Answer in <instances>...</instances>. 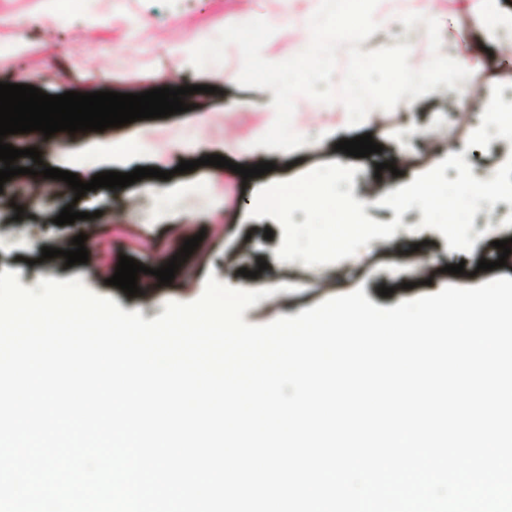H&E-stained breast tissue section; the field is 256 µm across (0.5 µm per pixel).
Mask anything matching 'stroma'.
<instances>
[{"label":"stroma","mask_w":512,"mask_h":512,"mask_svg":"<svg viewBox=\"0 0 512 512\" xmlns=\"http://www.w3.org/2000/svg\"><path fill=\"white\" fill-rule=\"evenodd\" d=\"M34 4L35 0H0V41L20 38L29 47L20 57L0 59V74L22 71L26 84L50 95L63 94L77 84L90 93H141L154 83L173 87L213 84L218 91L191 96L192 110L101 132H58L47 138L34 131L11 136L10 145L18 149L39 144L47 166L75 173L84 182L100 172L128 173L138 167L172 173L161 193L148 189L141 180L114 191H90L77 201L62 194L58 185L47 187L12 179V186L29 201V214L14 222L12 198L0 194V272H17L23 286H35L43 278H79L91 291L112 298L122 310L140 312L151 320L163 313L166 303L198 299L208 275L241 287L237 270L250 258L237 254L234 247L250 227L258 235L255 247L259 256L268 264L266 276L255 286L277 290L275 298H262L244 312L243 318L250 324L296 316L359 287L374 305L392 308L402 301L437 293L448 284L477 287L497 278H512V256L506 266L482 272L477 269L479 260L498 259L500 251L493 247V240L512 238V204L504 201L481 204L473 221L477 238L472 251L449 250L440 232L420 229L422 212L414 207L400 216L402 224L392 237L372 239L369 250L361 256L313 267L299 260H278L276 251L283 229L274 219L241 221L258 189L297 178L321 164L356 167L352 192L366 201V215L380 223L397 217L392 208L380 203L393 184H410L450 154L463 153L475 178L493 177L512 157V138L497 130L483 131L486 92L496 88L502 110L512 112V35H491L477 0H471L464 11L456 8L453 0H430L428 5L429 14L439 20L448 57L476 63L470 78L458 81L448 93L436 90L421 96L413 109L384 111L377 122L353 128L327 116L323 104L297 97L292 127L296 133L317 136L319 143L313 149L302 146L291 151L256 144L276 117L269 106L270 90L242 87L233 81L214 83L208 67L178 69L169 49L180 42L200 44L214 39L222 25L262 19L275 28L262 54L281 59L300 52L306 43L312 15L308 0H90V8L102 18L92 34L85 31L78 10L63 14L53 29H43L31 19ZM463 91L471 101L466 111L457 107ZM182 130L189 132V140L156 148V136ZM366 133L382 145V152L353 157L336 150L338 141ZM131 137L137 141L134 151H114V144ZM206 155H220L245 166L272 162L276 168L249 180L232 170L209 165L176 173L180 161ZM384 161L395 163L399 174L394 179L376 178L375 166ZM69 204L82 212V219L56 225L55 217ZM213 224L222 225V235L201 236V229ZM490 226L495 229L491 236L486 233ZM267 229L272 231V238H264ZM82 233L107 253H119L150 267L146 289L131 297L109 285L113 266L107 261L94 271L66 266L61 256L31 264L33 250L56 247L59 239ZM196 235L201 242L172 283L159 285L154 269L179 252L185 239ZM457 263L463 264L464 274H451L386 297L379 293L381 286L394 280L414 278L420 267Z\"/></svg>","instance_id":"obj_1"}]
</instances>
